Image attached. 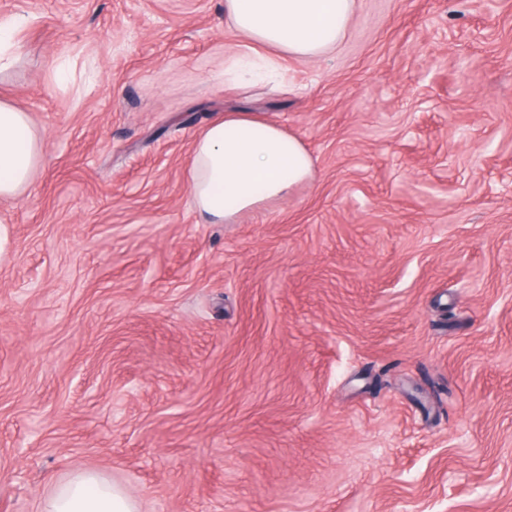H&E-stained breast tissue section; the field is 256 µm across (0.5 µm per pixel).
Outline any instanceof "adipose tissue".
I'll list each match as a JSON object with an SVG mask.
<instances>
[{
    "mask_svg": "<svg viewBox=\"0 0 512 512\" xmlns=\"http://www.w3.org/2000/svg\"><path fill=\"white\" fill-rule=\"evenodd\" d=\"M356 0H224V22L247 52L231 62L241 76L262 79L277 58L315 60L336 52ZM44 137L30 115L0 100V198L31 184ZM314 160L303 141L251 112H227L197 137L188 171L193 207L207 224H229L309 183ZM43 512H137L135 501L98 472L85 470L56 488Z\"/></svg>",
    "mask_w": 512,
    "mask_h": 512,
    "instance_id": "obj_1",
    "label": "adipose tissue"
}]
</instances>
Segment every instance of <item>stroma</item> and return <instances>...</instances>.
<instances>
[{"label": "stroma", "instance_id": "stroma-1", "mask_svg": "<svg viewBox=\"0 0 512 512\" xmlns=\"http://www.w3.org/2000/svg\"><path fill=\"white\" fill-rule=\"evenodd\" d=\"M15 16L0 94L45 142L0 199V512L82 470L139 512H512V0H358L332 58L248 87L224 0ZM224 112L315 176L205 224Z\"/></svg>", "mask_w": 512, "mask_h": 512}]
</instances>
